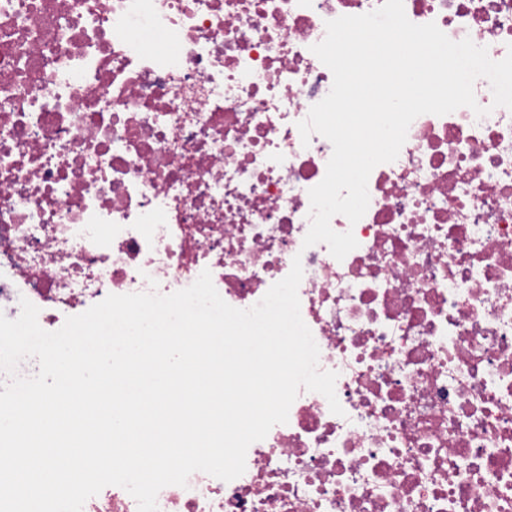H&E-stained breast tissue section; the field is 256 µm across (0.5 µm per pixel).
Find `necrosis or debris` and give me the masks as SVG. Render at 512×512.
<instances>
[{
    "label": "necrosis or debris",
    "mask_w": 512,
    "mask_h": 512,
    "mask_svg": "<svg viewBox=\"0 0 512 512\" xmlns=\"http://www.w3.org/2000/svg\"><path fill=\"white\" fill-rule=\"evenodd\" d=\"M383 0H0V312L53 332L110 294L210 271L247 309L300 259L335 415L300 390L225 482L158 512H512V110L486 79L376 166L343 260L304 247L332 145L297 128L333 75L326 21ZM408 19L512 50V0H404ZM167 44L148 50L144 38Z\"/></svg>",
    "instance_id": "1"
}]
</instances>
